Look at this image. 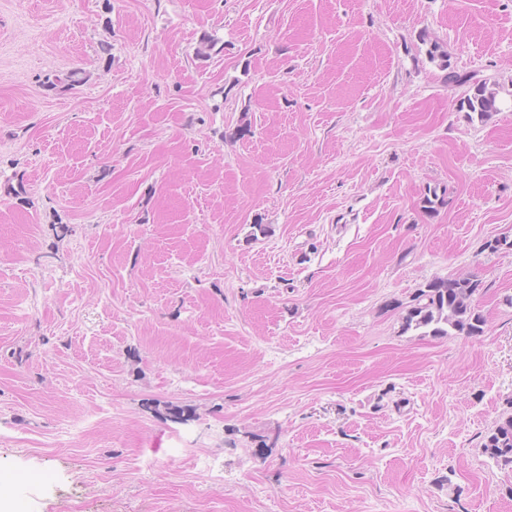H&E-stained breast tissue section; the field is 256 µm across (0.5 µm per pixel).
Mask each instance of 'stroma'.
<instances>
[{"mask_svg":"<svg viewBox=\"0 0 512 512\" xmlns=\"http://www.w3.org/2000/svg\"><path fill=\"white\" fill-rule=\"evenodd\" d=\"M425 36L499 112L458 110ZM502 237L512 0H0V485L26 512H512L482 448L512 413ZM448 276L483 334L403 331Z\"/></svg>","mask_w":512,"mask_h":512,"instance_id":"1","label":"stroma"}]
</instances>
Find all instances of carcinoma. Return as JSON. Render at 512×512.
Instances as JSON below:
<instances>
[{
  "label": "carcinoma",
  "mask_w": 512,
  "mask_h": 512,
  "mask_svg": "<svg viewBox=\"0 0 512 512\" xmlns=\"http://www.w3.org/2000/svg\"><path fill=\"white\" fill-rule=\"evenodd\" d=\"M428 43L426 56L429 62L448 71L450 83L470 84L465 97L458 102V109L475 113L484 119L499 111L497 92L484 82L474 81L467 74L448 70V53L437 40L421 38ZM481 282L470 277H436L428 281L415 295V303L403 317L402 330L418 331L423 336H479L484 332L485 319L472 296ZM484 452L497 464L512 467V414L503 417L483 444Z\"/></svg>",
  "instance_id": "carcinoma-1"
}]
</instances>
